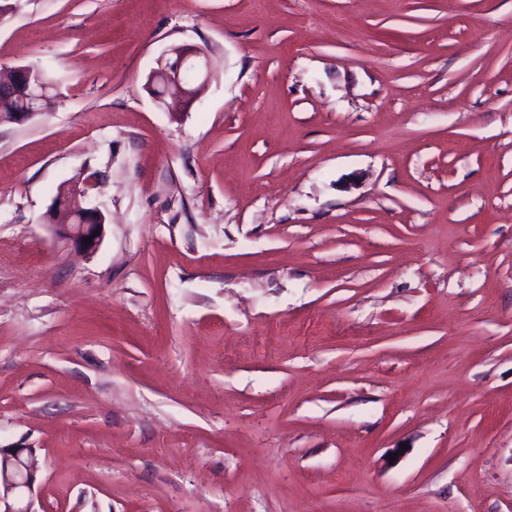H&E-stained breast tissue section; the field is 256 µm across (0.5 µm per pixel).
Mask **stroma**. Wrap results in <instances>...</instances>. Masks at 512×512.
Segmentation results:
<instances>
[{"label":"stroma","mask_w":512,"mask_h":512,"mask_svg":"<svg viewBox=\"0 0 512 512\" xmlns=\"http://www.w3.org/2000/svg\"><path fill=\"white\" fill-rule=\"evenodd\" d=\"M10 2L0 67L54 78L0 124L33 512H512V0ZM90 175L86 255L44 216ZM177 59L176 65L172 71L164 69L163 75L166 78V93L160 98L161 103L165 107H170L166 100L169 96L172 103H188L194 91L186 88L183 73L186 70H192L195 73V82L199 81L200 86H204L208 82L210 75V64L207 54L197 48H175L172 52Z\"/></svg>","instance_id":"obj_1"}]
</instances>
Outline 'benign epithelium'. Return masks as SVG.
Masks as SVG:
<instances>
[{"label":"benign epithelium","mask_w":512,"mask_h":512,"mask_svg":"<svg viewBox=\"0 0 512 512\" xmlns=\"http://www.w3.org/2000/svg\"><path fill=\"white\" fill-rule=\"evenodd\" d=\"M173 55L177 59L171 70H165L166 95L160 98L164 106L191 101L193 91L186 88L183 73L191 70L195 80L204 86L210 75L207 54L197 48H176ZM38 94L44 104H49L48 87L35 82L31 68L27 65L14 66L0 76V102L11 100L17 95ZM47 224L56 235L77 249L93 254L99 249L103 237L105 220L96 208H82L59 200L46 214ZM92 242H86V239ZM36 449H19L11 453L0 448V512H32L30 505L16 506V502L31 498L33 493V473L35 470Z\"/></svg>","instance_id":"obj_1"}]
</instances>
